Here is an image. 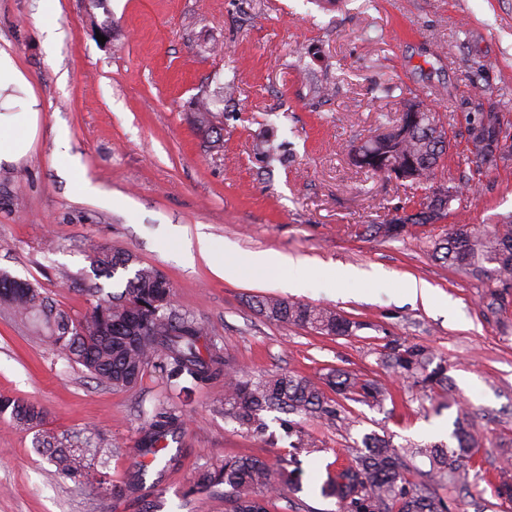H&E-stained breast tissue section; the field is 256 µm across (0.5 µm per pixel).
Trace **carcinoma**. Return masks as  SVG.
Wrapping results in <instances>:
<instances>
[{"label": "carcinoma", "mask_w": 512, "mask_h": 512, "mask_svg": "<svg viewBox=\"0 0 512 512\" xmlns=\"http://www.w3.org/2000/svg\"><path fill=\"white\" fill-rule=\"evenodd\" d=\"M193 104L198 129L206 136L221 135V114L212 111L209 97L201 93ZM393 129L397 133L379 141L370 139L355 149L353 163L384 175L394 168L395 180L430 188L440 160L450 148L443 127L430 112H403ZM467 131L466 161L475 172L512 161V145L508 144L512 134L503 129L498 115L484 111L480 102ZM405 228L404 224L373 222L364 226V234L395 238ZM435 258L474 278L498 281L501 292L491 304H505L512 291V215L491 228L455 225L448 238L435 245ZM91 267L98 279L112 280L120 273L126 281L122 290L99 298L81 318L54 306L27 280L6 284L10 277L6 272L0 274V305L7 306L20 320L42 324L52 347L114 389L136 385L150 368L173 384L190 380L198 385L222 377L224 416L256 434L267 431L266 412L337 420L345 411V400L381 405L388 396L382 383L343 370L330 372L320 382L292 372L255 377L232 365L223 348L206 340L205 325L194 314L174 307L172 286L158 270L140 265L129 251L108 249L94 254ZM250 303L270 320L327 336H348L356 326L325 306L263 295L250 298ZM381 363L416 383L453 391L447 365L432 364L427 350L420 346L388 344L381 352ZM327 388L336 398L326 396ZM5 413L27 430L43 420V411L34 404L0 395V414ZM182 425L180 411L156 412L143 430L141 447L157 456L164 450L161 443L178 433ZM454 438L457 446L450 448L437 443L396 445L387 435L368 434L363 439L364 451L328 477L325 494L336 498L339 512H451L450 504L436 493L434 485L468 490L470 463L483 447L481 433L465 421L455 422ZM37 443L49 452L58 474L74 481L89 476L91 460L74 449L67 437L39 439ZM417 456L429 462L427 479L410 483L404 473L409 460ZM221 485L228 487L224 512H268V504L292 485V472L286 465L272 468L259 459L228 457L220 465L201 467L190 492L210 494Z\"/></svg>", "instance_id": "1"}]
</instances>
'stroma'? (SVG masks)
<instances>
[{
	"instance_id": "1",
	"label": "stroma",
	"mask_w": 512,
	"mask_h": 512,
	"mask_svg": "<svg viewBox=\"0 0 512 512\" xmlns=\"http://www.w3.org/2000/svg\"><path fill=\"white\" fill-rule=\"evenodd\" d=\"M0 0V46L10 48L42 102L28 157L0 170V271L29 280L53 304L83 316L97 299L89 257L132 252L173 285L176 308L194 313L225 355L254 375L318 378L348 370L386 384L383 406L350 401L348 426L303 425L316 451L293 449L269 420L265 434L224 416V381L179 393L147 372L112 389L47 346L0 305V394L41 408L39 430L0 417V512H224V495L193 494L199 467L230 456L271 466L290 459L297 490L271 512H337L322 486L362 448L364 435L395 444H453L458 413L484 434L468 492L437 487L453 512H512L497 492L512 460V305L489 307L499 284L438 263L435 242L456 224L494 225L512 214V163L471 172L466 129L475 100L512 125V0ZM329 83L331 95L315 86ZM208 94L223 114L218 146L199 132L190 102ZM435 108L451 139L435 181L468 175L472 190L436 224L400 238L363 235L424 191L355 167L352 147L394 125L406 101ZM269 139L276 159L256 145ZM205 234L239 260L262 253L293 263L263 276L227 278L188 262L187 239ZM358 272L346 294L329 273ZM439 296L404 295V281ZM255 295L323 305L358 328L323 336L271 321ZM420 345L444 360L454 389L423 388L380 364L385 345ZM178 407L184 425L157 458L142 431L155 409ZM78 436L111 449L108 490L58 475L35 446L40 435Z\"/></svg>"
}]
</instances>
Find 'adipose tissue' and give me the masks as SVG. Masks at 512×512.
I'll list each match as a JSON object with an SVG mask.
<instances>
[{
  "label": "adipose tissue",
  "instance_id": "ef3b65f1",
  "mask_svg": "<svg viewBox=\"0 0 512 512\" xmlns=\"http://www.w3.org/2000/svg\"><path fill=\"white\" fill-rule=\"evenodd\" d=\"M41 110L19 62L0 47V167L16 164L29 153Z\"/></svg>",
  "mask_w": 512,
  "mask_h": 512
}]
</instances>
